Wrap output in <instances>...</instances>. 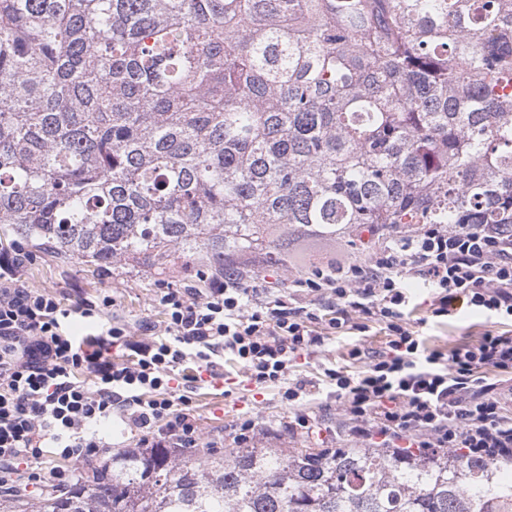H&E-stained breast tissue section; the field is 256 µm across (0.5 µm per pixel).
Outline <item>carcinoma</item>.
Instances as JSON below:
<instances>
[{"label":"carcinoma","instance_id":"cac0c4a2","mask_svg":"<svg viewBox=\"0 0 512 512\" xmlns=\"http://www.w3.org/2000/svg\"><path fill=\"white\" fill-rule=\"evenodd\" d=\"M0 224L82 264L240 275L512 224V0H0ZM511 466L132 448L0 512H512Z\"/></svg>","mask_w":512,"mask_h":512}]
</instances>
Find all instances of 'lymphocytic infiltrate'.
Returning a JSON list of instances; mask_svg holds the SVG:
<instances>
[{"mask_svg": "<svg viewBox=\"0 0 512 512\" xmlns=\"http://www.w3.org/2000/svg\"><path fill=\"white\" fill-rule=\"evenodd\" d=\"M33 259L15 244L0 249V493L70 485L76 463L108 452L98 428L115 418L135 429L137 447H200L192 400L217 358L231 354L263 387L332 336L375 326L383 349L348 351L360 371L327 367L319 379L355 446L512 459V330L499 327L512 321V228L418 224L367 261L340 257L283 287L232 274L209 275L203 291L166 286L161 339L148 322L105 321L110 297L66 307L29 287L22 269ZM410 280L426 290L432 318L477 311L490 329L447 353L428 347L408 322ZM76 316L93 334H71ZM114 347L123 359L112 360ZM49 448L60 464L46 472Z\"/></svg>", "mask_w": 512, "mask_h": 512, "instance_id": "1", "label": "lymphocytic infiltrate"}]
</instances>
